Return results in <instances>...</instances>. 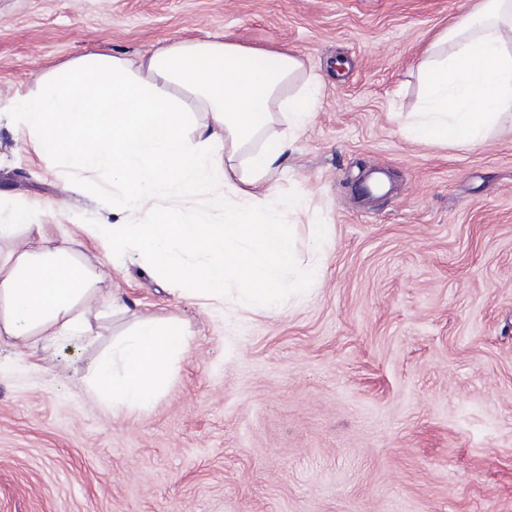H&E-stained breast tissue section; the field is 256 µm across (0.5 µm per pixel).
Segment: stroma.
<instances>
[{
	"mask_svg": "<svg viewBox=\"0 0 512 512\" xmlns=\"http://www.w3.org/2000/svg\"><path fill=\"white\" fill-rule=\"evenodd\" d=\"M480 2L0 0L1 110L70 60L181 40L285 51L322 84L270 180L307 199L284 222L318 279L245 320L113 268L87 225L145 214L0 120V203L48 206L45 235L73 234L122 295L92 304L93 344L0 340V512H512V118L470 149L402 131L427 49ZM376 167L390 190L363 199ZM148 316L189 343L159 399L116 417L83 375Z\"/></svg>",
	"mask_w": 512,
	"mask_h": 512,
	"instance_id": "stroma-1",
	"label": "stroma"
}]
</instances>
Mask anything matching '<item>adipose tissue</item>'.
Listing matches in <instances>:
<instances>
[{
  "mask_svg": "<svg viewBox=\"0 0 512 512\" xmlns=\"http://www.w3.org/2000/svg\"><path fill=\"white\" fill-rule=\"evenodd\" d=\"M301 61L219 40L176 41L147 56L92 54L40 76L10 112L42 154L78 172L112 178V202L147 210L142 223L98 224L112 263L147 258L153 274L185 295L225 299L241 309H278L301 295L315 267L297 268L284 212L304 209L269 177L308 124L319 81L299 80ZM424 99L403 126L408 139L474 147L512 114V0H482L433 44L422 64ZM205 120H197V113ZM284 127L270 132L274 115ZM210 194L224 207L211 224L186 203ZM39 206L17 203L0 224V337L93 341L86 304L98 268L43 234ZM188 344L176 322L140 320L84 375L89 395L113 414L149 407Z\"/></svg>",
  "mask_w": 512,
  "mask_h": 512,
  "instance_id": "ef3b65f1",
  "label": "adipose tissue"
}]
</instances>
